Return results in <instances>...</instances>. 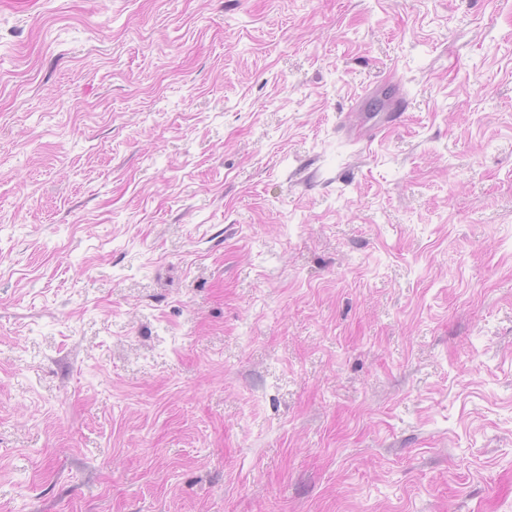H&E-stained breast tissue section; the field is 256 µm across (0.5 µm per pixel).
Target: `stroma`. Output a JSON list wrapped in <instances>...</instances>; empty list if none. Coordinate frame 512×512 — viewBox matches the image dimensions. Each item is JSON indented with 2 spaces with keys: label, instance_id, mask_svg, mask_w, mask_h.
<instances>
[{
  "label": "stroma",
  "instance_id": "stroma-1",
  "mask_svg": "<svg viewBox=\"0 0 512 512\" xmlns=\"http://www.w3.org/2000/svg\"><path fill=\"white\" fill-rule=\"evenodd\" d=\"M0 512H512V0L0 8Z\"/></svg>",
  "mask_w": 512,
  "mask_h": 512
}]
</instances>
